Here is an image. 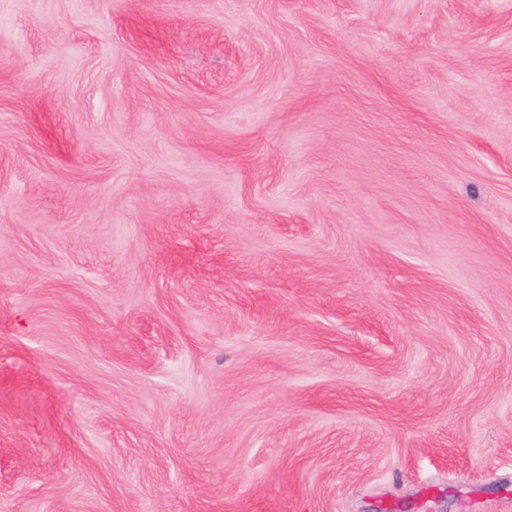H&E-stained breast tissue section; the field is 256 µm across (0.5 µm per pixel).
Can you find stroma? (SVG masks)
<instances>
[{
	"instance_id": "stroma-1",
	"label": "stroma",
	"mask_w": 512,
	"mask_h": 512,
	"mask_svg": "<svg viewBox=\"0 0 512 512\" xmlns=\"http://www.w3.org/2000/svg\"><path fill=\"white\" fill-rule=\"evenodd\" d=\"M512 512V0H0V512Z\"/></svg>"
}]
</instances>
